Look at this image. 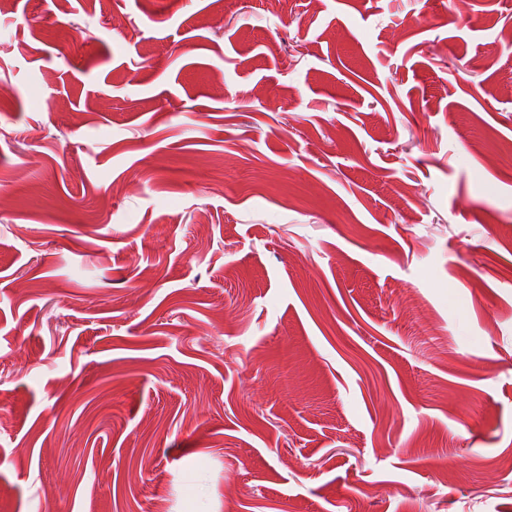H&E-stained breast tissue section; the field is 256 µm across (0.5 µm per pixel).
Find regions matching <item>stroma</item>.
<instances>
[{
  "instance_id": "35a3bbf8",
  "label": "stroma",
  "mask_w": 512,
  "mask_h": 512,
  "mask_svg": "<svg viewBox=\"0 0 512 512\" xmlns=\"http://www.w3.org/2000/svg\"><path fill=\"white\" fill-rule=\"evenodd\" d=\"M512 0L0 8V512H512Z\"/></svg>"
}]
</instances>
